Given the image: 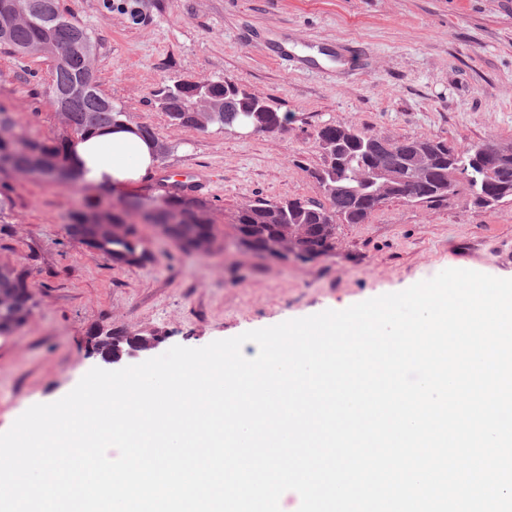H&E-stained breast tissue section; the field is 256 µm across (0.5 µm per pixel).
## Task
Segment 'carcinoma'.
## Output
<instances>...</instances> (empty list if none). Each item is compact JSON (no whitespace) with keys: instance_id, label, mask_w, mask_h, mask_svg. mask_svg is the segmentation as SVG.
Here are the masks:
<instances>
[{"instance_id":"1","label":"carcinoma","mask_w":512,"mask_h":512,"mask_svg":"<svg viewBox=\"0 0 512 512\" xmlns=\"http://www.w3.org/2000/svg\"><path fill=\"white\" fill-rule=\"evenodd\" d=\"M37 0H0V48L15 55H41L54 59L60 54L72 55L71 63L62 67L53 65V79L49 90L69 88L73 90L67 113V134L48 143L44 140L21 135L17 142L9 145L0 143V173L7 168L25 169L34 156L45 160L44 175L52 179L63 176L73 181L70 173L69 146L71 135L82 138L92 131L110 127L125 118V113L104 97L98 87L85 86V75L92 67L97 54L96 38L83 29L76 31V25L69 21L60 10L58 0H51L54 9L49 19L36 15L31 21L10 24L12 14H28ZM202 95H208L219 102L208 121L210 126L228 127L237 122L242 113L250 111L251 103L240 96H231L232 103H224V81L177 80L156 91L158 107L167 116L177 113V125L199 129L189 117L191 105ZM261 112L247 116L249 122L259 124L268 118L278 119L279 113L265 100H259ZM411 141L421 147L446 148L445 158L434 164L425 179L415 183L410 191L392 194L388 199H403L411 202L431 203L448 197L465 188L476 209H490L501 203L512 201V174L496 169L494 151H509L512 143L486 141L463 147L449 145L445 141L429 138H405L396 140L400 145ZM326 164L317 180L327 203L301 199L279 202L257 200L241 207L236 215L233 237L248 239L253 248L270 251L279 240L280 230L289 224L309 225L311 238L306 248L316 249L326 256L335 247L336 225L364 224L377 212L378 184L374 181L360 182L350 179L353 172L370 166L363 143L343 142L339 150L325 155ZM453 186L448 192L445 185ZM162 203L158 204L149 217L152 224H168L178 218V234L189 238H204L210 243L217 241L216 230L209 217L207 202L192 194L188 186L180 182L161 184ZM132 240L114 242L101 238L92 243L114 264L136 266L151 259L150 254L141 251L142 241L138 226L131 228ZM0 291L9 292L13 304L0 311V335L13 332L27 322L33 312L27 277L24 272L5 268L0 272Z\"/></svg>"}]
</instances>
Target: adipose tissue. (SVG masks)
<instances>
[{
    "label": "adipose tissue",
    "instance_id": "ef3b65f1",
    "mask_svg": "<svg viewBox=\"0 0 512 512\" xmlns=\"http://www.w3.org/2000/svg\"><path fill=\"white\" fill-rule=\"evenodd\" d=\"M70 151L72 170L79 182L103 192L134 188L158 163L154 143L125 125L80 139Z\"/></svg>",
    "mask_w": 512,
    "mask_h": 512
}]
</instances>
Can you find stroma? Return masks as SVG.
I'll use <instances>...</instances> for the list:
<instances>
[{"label": "stroma", "instance_id": "1", "mask_svg": "<svg viewBox=\"0 0 512 512\" xmlns=\"http://www.w3.org/2000/svg\"><path fill=\"white\" fill-rule=\"evenodd\" d=\"M98 41L101 93L168 146L148 180L200 174L218 241L181 251L150 225L153 259L112 264L71 239L69 213L100 199L79 183L0 173V267L26 271L35 307L0 336V432L30 406L69 393L100 358L96 328L166 334V346L218 339L403 291L448 268L512 279V201L477 211L467 190L420 204L391 200L364 224L336 227L318 260L271 261L237 249L231 222L258 198L323 201L315 174L327 125L390 139L463 146L512 142V0H61ZM229 79L288 117L252 134L172 125L154 104L162 83ZM52 63L0 50V111L45 141L65 128L49 96Z\"/></svg>", "mask_w": 512, "mask_h": 512}]
</instances>
